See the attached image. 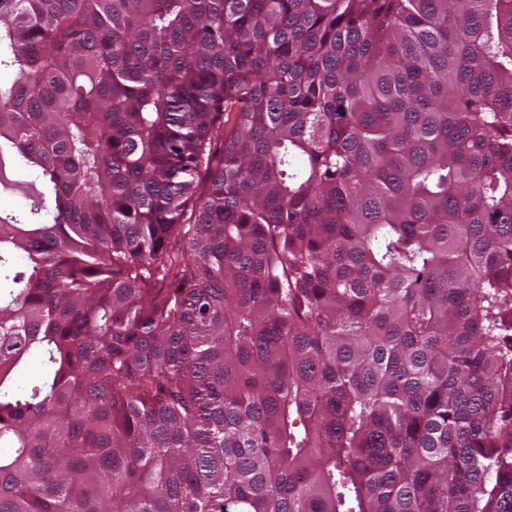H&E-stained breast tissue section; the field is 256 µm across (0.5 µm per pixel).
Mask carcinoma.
<instances>
[{"label": "carcinoma", "instance_id": "carcinoma-1", "mask_svg": "<svg viewBox=\"0 0 512 512\" xmlns=\"http://www.w3.org/2000/svg\"><path fill=\"white\" fill-rule=\"evenodd\" d=\"M0 512H512V0H0Z\"/></svg>", "mask_w": 512, "mask_h": 512}]
</instances>
